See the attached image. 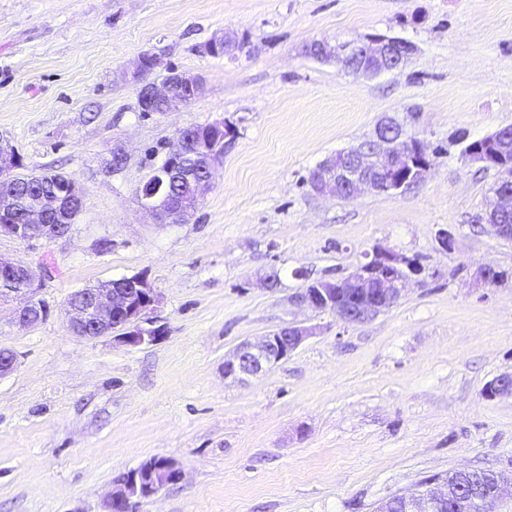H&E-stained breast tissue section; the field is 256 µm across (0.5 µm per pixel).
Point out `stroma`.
I'll use <instances>...</instances> for the list:
<instances>
[{"instance_id": "obj_1", "label": "stroma", "mask_w": 512, "mask_h": 512, "mask_svg": "<svg viewBox=\"0 0 512 512\" xmlns=\"http://www.w3.org/2000/svg\"><path fill=\"white\" fill-rule=\"evenodd\" d=\"M372 34L413 43L368 76L307 54ZM226 36L232 54L206 45ZM196 74L178 112L144 115L126 78L142 53ZM395 118L431 168L394 194L313 193L308 177ZM235 132L185 222L159 225L137 189L186 127ZM512 126V0H0V141L26 171L73 176L83 209L47 242L0 235V259L35 272L36 326L0 304V512H105L118 480L151 459L180 481L133 512H375L428 477L512 474V240L479 219L498 181L465 146ZM125 157L112 164V148ZM454 239L441 249L439 229ZM417 259L422 284L372 320L297 304L308 282L347 275L376 249ZM276 269L280 280L262 278ZM144 276L161 334L127 347L67 328L70 295ZM313 334L265 374L224 377L241 341L286 324Z\"/></svg>"}]
</instances>
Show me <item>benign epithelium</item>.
Wrapping results in <instances>:
<instances>
[{
    "instance_id": "7a95c632",
    "label": "benign epithelium",
    "mask_w": 512,
    "mask_h": 512,
    "mask_svg": "<svg viewBox=\"0 0 512 512\" xmlns=\"http://www.w3.org/2000/svg\"><path fill=\"white\" fill-rule=\"evenodd\" d=\"M414 44L384 35H372L364 41L330 43L315 41L310 52L321 60H335L343 69L369 76L392 72L405 64L414 54ZM170 77L163 88L153 83L141 87L143 111L151 112L157 101L167 105V111L176 112L189 105L202 91L203 81L197 75L169 71ZM464 156L471 162L494 167L499 179L494 191V201L481 220L488 231L499 237L512 239V225L497 223L498 217L512 211V163L502 162L485 147L474 143L466 147ZM195 169L205 175L195 180V192L173 210L164 202L154 200L156 193L144 184L139 188L141 206L161 223H180L192 215L200 204V191L209 182L213 160L204 151L196 156ZM11 147L0 143V179H12L13 163ZM430 170V161L421 142L398 123L385 119L375 130V138L365 146L348 152H340L326 158L314 170L310 178L311 190L318 195H330L345 199L365 191L393 194L423 180ZM46 212L33 215L40 233L33 237L23 236L30 229L22 224H1L0 234H8L24 242L50 241L59 237L51 225L43 223ZM24 275L23 287L3 288L0 301L21 296L24 304L15 311L14 320L22 326H33L45 318L43 302L37 297L36 278L32 270L19 263L0 259V274ZM418 274L411 259L388 249L374 251L368 261L352 273L333 280H321L309 285L293 297L299 304L315 310L330 311L348 324L362 323L392 307L403 296L411 277ZM82 305L68 304L66 314L71 332L83 339L93 340L112 333L114 340L125 346H141L156 340L161 334L159 327L142 324L144 312L157 302V296L146 279L140 275L114 279L95 288L83 289ZM311 329L288 324L281 326L261 339L243 341L224 360V378L242 381L270 370L295 351ZM487 394L492 397H512V374H503L490 384ZM181 480L182 473L171 462L163 461L149 479L141 477L139 470L125 475L112 494L105 508L116 512L120 507L130 512L135 500L149 499L168 483V478ZM491 495L477 501L481 509H487L501 499L512 496V477L504 478L495 473L490 478ZM451 480H443L435 487L428 486L422 493L398 496L403 512H441L453 497Z\"/></svg>"
}]
</instances>
